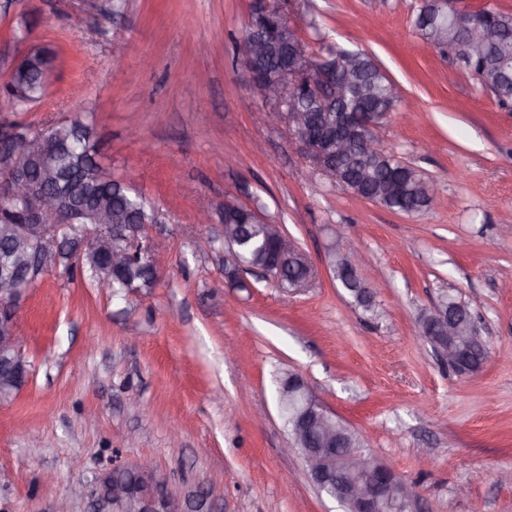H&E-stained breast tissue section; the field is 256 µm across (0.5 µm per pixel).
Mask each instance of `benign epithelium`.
I'll return each mask as SVG.
<instances>
[{
    "label": "benign epithelium",
    "instance_id": "benign-epithelium-1",
    "mask_svg": "<svg viewBox=\"0 0 512 512\" xmlns=\"http://www.w3.org/2000/svg\"><path fill=\"white\" fill-rule=\"evenodd\" d=\"M463 14L469 15L471 11L458 6V0H426L418 22L426 29ZM458 37L465 43L468 57L480 58L499 39V32L473 18L459 29ZM274 51L283 53L281 70L289 76L286 92L273 87V80L264 68ZM241 52L250 87L265 100L275 101L273 108L257 113L258 121L264 124L288 122L300 151L315 170L331 175L326 142L333 140L336 156L349 154L358 124L369 131L363 141L365 150L371 153L381 150L382 125L374 119L357 121L347 112H338L335 123L331 124L325 119H314L296 103L297 95L311 91L327 108H336V102L341 100L350 82L341 56L326 57L305 73L300 66L304 46L298 33L287 37L280 29L263 27L252 28L241 44ZM63 155L60 148L48 150L45 137L24 136L16 124L0 121V165L4 167L0 175V198L22 204L16 231L34 247L27 256L18 257L11 267L0 272V374L5 377L26 370L20 356L21 337L17 333L25 312V286L46 272L58 269L60 254L69 247H74L75 256L87 250L107 253L114 266L143 255L150 268L157 270L163 260L165 243L151 235L149 226L123 224L107 208L87 216L63 204L54 191ZM222 237L224 267H235L239 256L237 243L244 241L242 227L225 224ZM360 264L358 257L347 259L348 270L361 282L360 292L370 298L374 295V286L361 281ZM420 332L438 355L453 363L464 348L475 343L487 347L484 338L479 336L475 320H470L465 328L459 313L448 307L435 310L432 322L420 324ZM278 393L277 403L282 414H287L290 406L296 409L294 435L302 439L317 437L322 442L320 448L301 452L308 475L319 491L340 503H350L352 512H409L413 492L398 479L393 469L364 449L356 448L344 455L338 467L331 465L333 448L348 426L318 401L302 376L289 375L280 382ZM132 474L139 479L140 491L135 493L131 486L114 480L104 489L112 503L123 507L131 498L136 512H173L158 493V483L149 463H142Z\"/></svg>",
    "mask_w": 512,
    "mask_h": 512
}]
</instances>
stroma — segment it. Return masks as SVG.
<instances>
[{"label":"stroma","instance_id":"stroma-1","mask_svg":"<svg viewBox=\"0 0 512 512\" xmlns=\"http://www.w3.org/2000/svg\"><path fill=\"white\" fill-rule=\"evenodd\" d=\"M255 3L126 0L115 14L110 0H0V86L28 49L54 53L45 96L6 120L92 124L97 161L158 206L151 232L168 245L148 290L114 297L78 267L28 290V376L0 400V512L64 499L121 512L99 507V479L145 460L176 512L201 492L207 512H342L287 450L276 387L288 372L413 488L411 512H512V108L426 44L419 0H293L284 17L306 43L368 53L397 85L383 146L436 184L413 214L353 196L287 123L255 122L267 103L240 51ZM228 203L285 231L315 270L309 288L252 274L228 286ZM202 209L210 223H196ZM334 251L365 254L374 312L334 279ZM446 294L469 304L489 349L471 375L419 334Z\"/></svg>","mask_w":512,"mask_h":512}]
</instances>
